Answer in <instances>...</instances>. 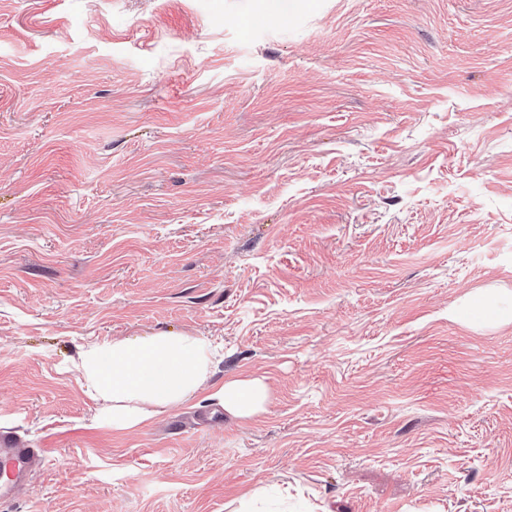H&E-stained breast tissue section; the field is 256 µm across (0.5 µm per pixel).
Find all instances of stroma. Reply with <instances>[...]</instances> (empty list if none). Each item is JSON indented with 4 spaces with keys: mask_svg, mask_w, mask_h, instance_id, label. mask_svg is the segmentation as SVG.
I'll return each instance as SVG.
<instances>
[{
    "mask_svg": "<svg viewBox=\"0 0 512 512\" xmlns=\"http://www.w3.org/2000/svg\"><path fill=\"white\" fill-rule=\"evenodd\" d=\"M209 337L117 432L83 346ZM0 512H512V0H0ZM208 398L235 419L248 420L260 413L268 400V388L258 378H228L209 384ZM44 449L30 447L13 432H0V461L8 462L6 480L0 482V502L15 499L41 465Z\"/></svg>",
    "mask_w": 512,
    "mask_h": 512,
    "instance_id": "obj_1",
    "label": "stroma"
}]
</instances>
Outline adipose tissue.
<instances>
[{"instance_id":"ef3b65f1","label":"adipose tissue","mask_w":512,"mask_h":512,"mask_svg":"<svg viewBox=\"0 0 512 512\" xmlns=\"http://www.w3.org/2000/svg\"><path fill=\"white\" fill-rule=\"evenodd\" d=\"M213 357L207 337L161 332L88 344L78 371L89 393L105 403L116 430L140 428L163 409L191 402L204 387L233 418L260 413L266 384L258 378L212 381Z\"/></svg>"}]
</instances>
